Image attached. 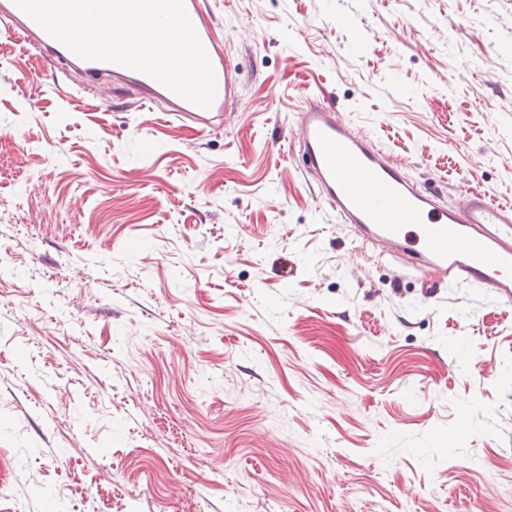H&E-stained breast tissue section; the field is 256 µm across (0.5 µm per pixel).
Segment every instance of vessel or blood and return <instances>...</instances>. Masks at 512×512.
Returning <instances> with one entry per match:
<instances>
[{
    "instance_id": "b4317fda",
    "label": "vessel or blood",
    "mask_w": 512,
    "mask_h": 512,
    "mask_svg": "<svg viewBox=\"0 0 512 512\" xmlns=\"http://www.w3.org/2000/svg\"><path fill=\"white\" fill-rule=\"evenodd\" d=\"M184 5L215 73L216 96L207 109L142 72L81 59L14 0H0V27L47 63L91 79L107 74L116 86L137 87L142 100L164 103L168 114L204 136L232 114L238 84L209 0H184ZM300 97L303 104L293 115L290 132L299 146L302 172L338 223L349 225L363 247L403 260L418 280L424 300L434 299L444 288H482L512 299L511 202L466 188L458 205L445 206L437 194L408 178L403 166L369 133L354 127L325 94L304 89Z\"/></svg>"
}]
</instances>
